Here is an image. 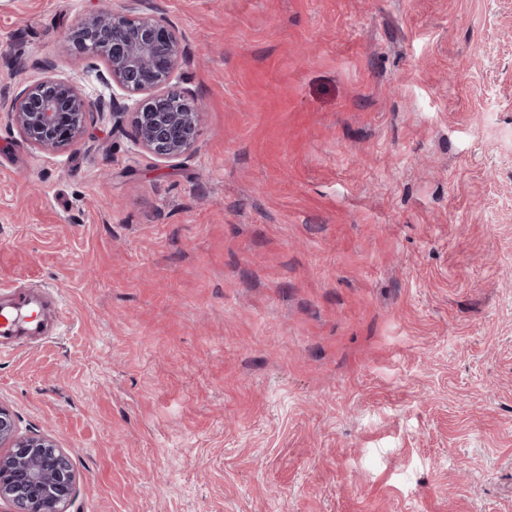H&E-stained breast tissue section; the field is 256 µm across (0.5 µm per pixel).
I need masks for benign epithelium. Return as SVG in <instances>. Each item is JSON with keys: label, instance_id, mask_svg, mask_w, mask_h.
Masks as SVG:
<instances>
[{"label": "benign epithelium", "instance_id": "1", "mask_svg": "<svg viewBox=\"0 0 512 512\" xmlns=\"http://www.w3.org/2000/svg\"><path fill=\"white\" fill-rule=\"evenodd\" d=\"M148 0L82 17L67 41L88 59L105 62L102 78L121 91L108 103L92 101L71 81L44 76L26 83L8 109L11 125L33 146L53 151L78 142L88 116L108 112L112 129L131 120L136 143L162 159L189 153L198 140L202 112L184 92L169 88L189 47L166 18L142 10ZM141 95L132 102L125 97ZM70 457L42 434H21L0 405V502L11 512H66L75 490Z\"/></svg>", "mask_w": 512, "mask_h": 512}]
</instances>
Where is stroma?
Instances as JSON below:
<instances>
[{
	"label": "stroma",
	"mask_w": 512,
	"mask_h": 512,
	"mask_svg": "<svg viewBox=\"0 0 512 512\" xmlns=\"http://www.w3.org/2000/svg\"><path fill=\"white\" fill-rule=\"evenodd\" d=\"M103 0H0V353L68 512H512V0H153L195 149L5 105ZM44 305L33 295H22L0 305V339L22 332L40 331L44 326Z\"/></svg>",
	"instance_id": "stroma-1"
}]
</instances>
